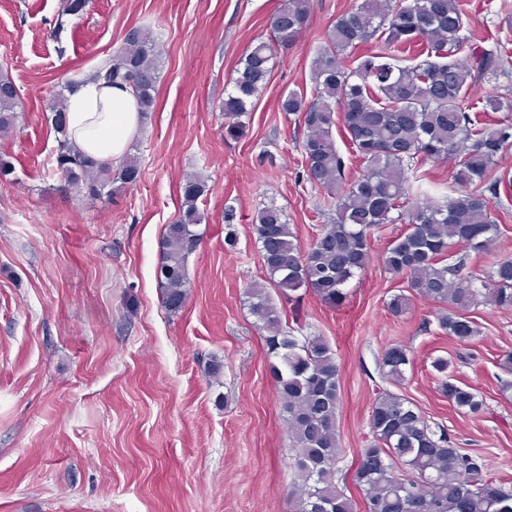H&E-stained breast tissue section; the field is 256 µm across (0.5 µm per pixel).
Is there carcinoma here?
<instances>
[{
	"label": "carcinoma",
	"instance_id": "cac0c4a2",
	"mask_svg": "<svg viewBox=\"0 0 512 512\" xmlns=\"http://www.w3.org/2000/svg\"><path fill=\"white\" fill-rule=\"evenodd\" d=\"M86 0H63L64 17L83 13ZM309 0H282L270 21L271 39L250 45L224 89V135L244 136L254 101L265 84L276 50L291 47L305 29ZM471 41L463 0H360L327 31L312 66L311 92L292 90L279 108L296 117L299 149L307 179L321 187L335 217L323 225L312 247L302 250L282 209L264 207L253 229L270 282L286 298L311 289L322 301L339 306L346 286L367 267L368 241L383 224H403L382 255L385 269L406 278L408 293L393 296L388 309L400 317L416 294L440 305L436 321L456 342L467 345L478 334L471 306L481 301L512 310V256L499 258L483 278L461 279L462 253L487 250L500 234L486 193L500 184L512 191V178L493 177L498 160L512 151V101L485 99L493 115L479 120L468 98L483 78L496 76L504 58L485 52L470 63L458 54ZM424 43L423 59L396 63L393 52ZM159 52L150 34L132 26L117 55L94 70L107 83L133 89L140 112L154 111ZM350 62H345V59ZM64 96L48 111L56 133L55 170L87 196H108L135 183L136 161L102 166L75 149L66 131ZM20 94L7 72H0V135L12 133L21 119ZM508 112L496 117V112ZM348 141L360 173L345 180L344 161L334 131ZM430 160L452 162L459 187L444 203L423 202L414 185L425 179ZM207 184L189 177L181 185L178 217L167 225L156 278L171 312L182 309L190 278L187 258L200 243L203 216L198 201ZM255 323L264 333L270 373L287 414L295 452L297 512H355L336 484L339 441L336 427L338 365L321 336L304 335L282 323L265 287L245 289ZM408 350L392 344L381 358L386 376L404 380ZM435 371L446 376L441 393L463 413L477 414L485 402L479 391L452 375L451 360L437 357ZM372 444L361 450L357 482L365 487L366 512H512V490L489 472L485 459L449 445L443 427H432L408 399L378 394L370 415Z\"/></svg>",
	"mask_w": 512,
	"mask_h": 512
}]
</instances>
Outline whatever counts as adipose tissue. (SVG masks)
<instances>
[{
    "instance_id": "1",
    "label": "adipose tissue",
    "mask_w": 512,
    "mask_h": 512,
    "mask_svg": "<svg viewBox=\"0 0 512 512\" xmlns=\"http://www.w3.org/2000/svg\"><path fill=\"white\" fill-rule=\"evenodd\" d=\"M66 128L74 146L101 163L119 164L141 122L130 86L108 87L82 78L65 101Z\"/></svg>"
}]
</instances>
